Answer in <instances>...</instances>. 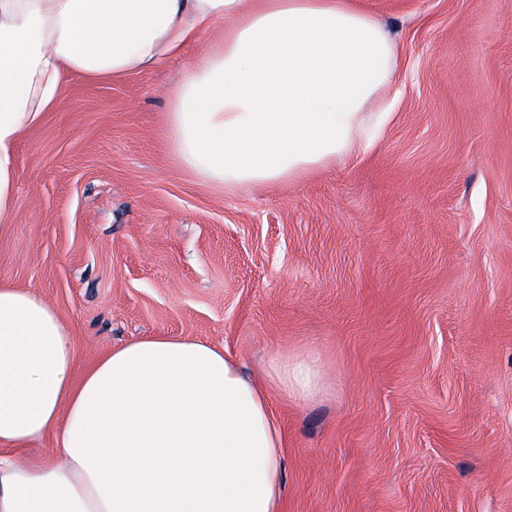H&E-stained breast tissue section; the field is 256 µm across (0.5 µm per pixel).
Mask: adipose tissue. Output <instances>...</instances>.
Listing matches in <instances>:
<instances>
[{
  "mask_svg": "<svg viewBox=\"0 0 512 512\" xmlns=\"http://www.w3.org/2000/svg\"><path fill=\"white\" fill-rule=\"evenodd\" d=\"M224 18L170 96L180 167L233 191L374 146L396 43L352 0H0V219L17 204V145L65 74L155 68ZM276 375L297 398L319 380L299 358ZM282 448L268 390L223 348L152 336L78 378L58 310L0 284V512H281Z\"/></svg>",
  "mask_w": 512,
  "mask_h": 512,
  "instance_id": "adipose-tissue-1",
  "label": "adipose tissue"
}]
</instances>
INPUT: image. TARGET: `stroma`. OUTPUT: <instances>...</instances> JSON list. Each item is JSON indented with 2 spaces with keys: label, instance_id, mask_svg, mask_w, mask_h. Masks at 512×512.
I'll return each instance as SVG.
<instances>
[{
  "label": "stroma",
  "instance_id": "1",
  "mask_svg": "<svg viewBox=\"0 0 512 512\" xmlns=\"http://www.w3.org/2000/svg\"><path fill=\"white\" fill-rule=\"evenodd\" d=\"M397 41L392 119L345 165L226 191L175 162L170 89L224 32L68 74L17 150L0 282L47 298L77 372L150 336L277 391L281 512H512V0H357ZM278 387L296 398H304L317 389L319 374L305 359L294 357L289 363L285 360L276 371Z\"/></svg>",
  "mask_w": 512,
  "mask_h": 512
}]
</instances>
